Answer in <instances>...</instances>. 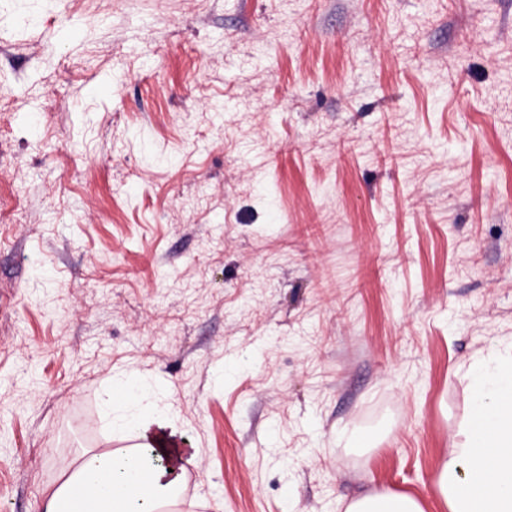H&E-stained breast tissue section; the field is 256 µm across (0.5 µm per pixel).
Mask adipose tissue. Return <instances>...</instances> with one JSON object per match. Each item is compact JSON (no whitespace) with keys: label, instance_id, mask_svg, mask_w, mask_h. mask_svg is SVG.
Instances as JSON below:
<instances>
[{"label":"adipose tissue","instance_id":"obj_1","mask_svg":"<svg viewBox=\"0 0 512 512\" xmlns=\"http://www.w3.org/2000/svg\"><path fill=\"white\" fill-rule=\"evenodd\" d=\"M470 379L473 411L441 468L440 492L448 512H512V353L475 360ZM110 404L122 410L113 428L134 435L136 451H93L63 465L42 512H67L86 483L95 485L97 497L79 512H161L171 503L166 469L149 465L146 457L157 439L176 438V426L137 383L115 386ZM477 484L484 489L479 498L473 493Z\"/></svg>","mask_w":512,"mask_h":512}]
</instances>
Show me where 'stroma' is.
<instances>
[{
  "instance_id": "1",
  "label": "stroma",
  "mask_w": 512,
  "mask_h": 512,
  "mask_svg": "<svg viewBox=\"0 0 512 512\" xmlns=\"http://www.w3.org/2000/svg\"><path fill=\"white\" fill-rule=\"evenodd\" d=\"M511 349L512 0H0L7 512L126 444L115 380L195 455L176 512H448ZM347 512H423L412 497L384 494L368 495L351 503Z\"/></svg>"
}]
</instances>
